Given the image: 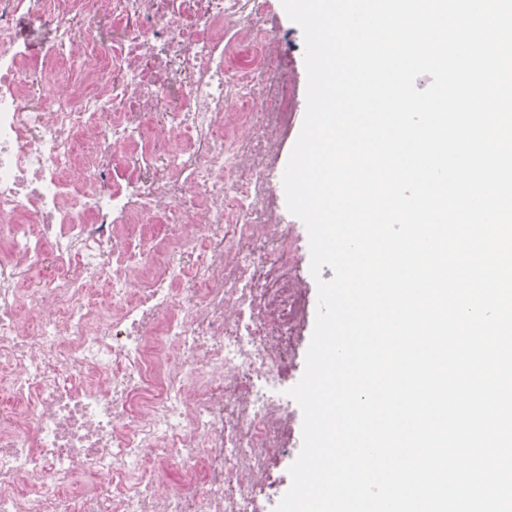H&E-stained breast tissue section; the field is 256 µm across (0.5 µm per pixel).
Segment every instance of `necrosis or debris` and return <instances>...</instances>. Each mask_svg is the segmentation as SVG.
I'll return each instance as SVG.
<instances>
[{"label":"necrosis or debris","mask_w":512,"mask_h":512,"mask_svg":"<svg viewBox=\"0 0 512 512\" xmlns=\"http://www.w3.org/2000/svg\"><path fill=\"white\" fill-rule=\"evenodd\" d=\"M271 12L0 0V512H269L309 293Z\"/></svg>","instance_id":"1"}]
</instances>
